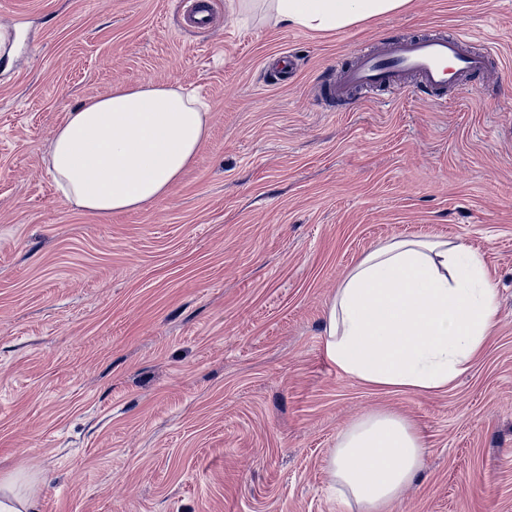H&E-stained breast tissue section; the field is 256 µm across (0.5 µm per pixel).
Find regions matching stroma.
Here are the masks:
<instances>
[{"instance_id": "obj_1", "label": "stroma", "mask_w": 512, "mask_h": 512, "mask_svg": "<svg viewBox=\"0 0 512 512\" xmlns=\"http://www.w3.org/2000/svg\"><path fill=\"white\" fill-rule=\"evenodd\" d=\"M212 8L200 29L183 0H0V473L38 474L36 512H349L330 452L390 409L427 442L393 512H512V0H412L335 33ZM432 28L489 33L501 64L439 110L322 100L360 49ZM149 81L207 104L192 165L139 210L64 203L55 128ZM407 236L465 244L498 289L483 355L433 395L369 388L323 351L347 271Z\"/></svg>"}]
</instances>
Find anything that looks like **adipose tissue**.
<instances>
[{
	"label": "adipose tissue",
	"instance_id": "1",
	"mask_svg": "<svg viewBox=\"0 0 512 512\" xmlns=\"http://www.w3.org/2000/svg\"><path fill=\"white\" fill-rule=\"evenodd\" d=\"M275 21L343 31L406 9L411 0H264ZM208 136V113L170 84L114 89L70 111L49 142L47 166L62 199L109 216L165 198ZM497 290L479 253L445 239H395L348 272L325 314L326 358L377 389L447 390L482 353L496 326ZM426 440L392 411L367 414L336 438L331 489L354 512H390L413 484ZM39 478L0 476V512H34Z\"/></svg>",
	"mask_w": 512,
	"mask_h": 512
}]
</instances>
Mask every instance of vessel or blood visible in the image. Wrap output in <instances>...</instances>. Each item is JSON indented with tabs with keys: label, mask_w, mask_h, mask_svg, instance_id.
<instances>
[{
	"label": "vessel or blood",
	"mask_w": 512,
	"mask_h": 512,
	"mask_svg": "<svg viewBox=\"0 0 512 512\" xmlns=\"http://www.w3.org/2000/svg\"><path fill=\"white\" fill-rule=\"evenodd\" d=\"M498 50L489 36L457 29L427 33L384 44L359 54L351 66L337 67L320 89L325 98L341 99L353 89L384 91L390 97L410 93L405 76H413L433 105L448 102L449 87L482 75Z\"/></svg>",
	"instance_id": "obj_1"
}]
</instances>
